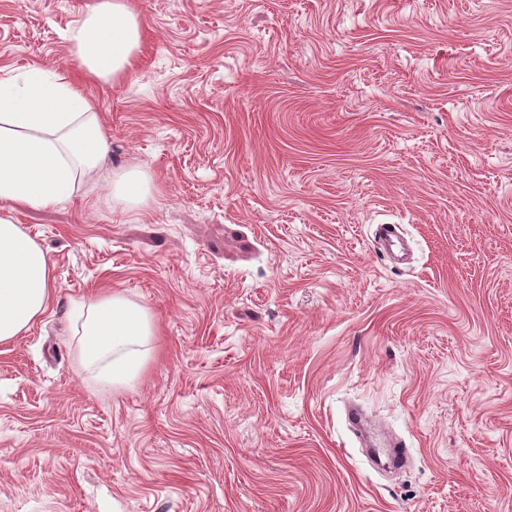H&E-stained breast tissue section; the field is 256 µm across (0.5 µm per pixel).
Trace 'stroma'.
<instances>
[{
    "label": "stroma",
    "instance_id": "obj_1",
    "mask_svg": "<svg viewBox=\"0 0 512 512\" xmlns=\"http://www.w3.org/2000/svg\"><path fill=\"white\" fill-rule=\"evenodd\" d=\"M89 2L0 0V80L79 75ZM133 5V70L88 91L147 209L96 177L0 202L56 284L0 344V512H512V0ZM106 285L155 320L121 392L71 328ZM352 403L407 471L371 465ZM107 189L112 208L120 211L143 210L152 195L151 176L138 168L108 169Z\"/></svg>",
    "mask_w": 512,
    "mask_h": 512
}]
</instances>
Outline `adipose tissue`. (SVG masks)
<instances>
[{
  "instance_id": "adipose-tissue-1",
  "label": "adipose tissue",
  "mask_w": 512,
  "mask_h": 512,
  "mask_svg": "<svg viewBox=\"0 0 512 512\" xmlns=\"http://www.w3.org/2000/svg\"><path fill=\"white\" fill-rule=\"evenodd\" d=\"M141 38L130 0H94L69 34L82 79L34 65L23 81L0 80V201L51 206L106 172L111 136L83 83H120L136 63ZM106 174L113 209L147 207L153 189L147 172ZM54 293L46 251L20 225L0 218V343L30 331ZM70 307L86 368L113 388L138 377L154 334L148 311L109 288L93 299H72Z\"/></svg>"
}]
</instances>
